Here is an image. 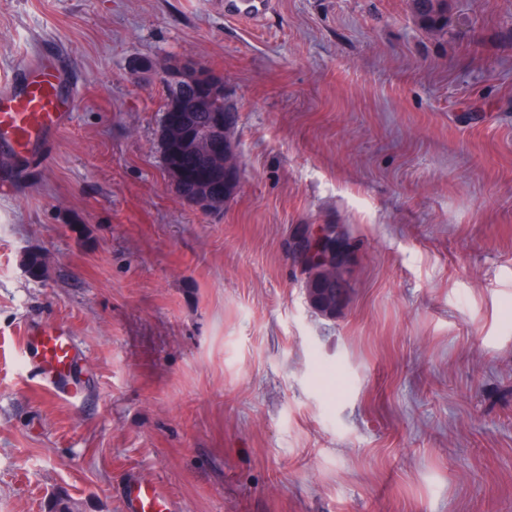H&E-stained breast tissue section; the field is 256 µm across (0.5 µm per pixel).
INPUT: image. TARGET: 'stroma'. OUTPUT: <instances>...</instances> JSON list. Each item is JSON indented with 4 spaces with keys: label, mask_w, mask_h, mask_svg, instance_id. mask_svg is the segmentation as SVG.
<instances>
[{
    "label": "stroma",
    "mask_w": 512,
    "mask_h": 512,
    "mask_svg": "<svg viewBox=\"0 0 512 512\" xmlns=\"http://www.w3.org/2000/svg\"><path fill=\"white\" fill-rule=\"evenodd\" d=\"M0 0V84L33 53L78 84L0 193V512H512V0ZM224 81L239 183L183 201L161 72ZM342 224L343 312L291 249ZM44 259L35 276L28 254ZM65 324L82 397L21 361ZM419 23L431 30L448 29V0H411ZM344 234L342 224H302L298 226L293 237L292 248L301 259L305 254L318 248L320 242L328 237L341 240ZM349 269H346L341 277L337 287L336 284L326 283L319 279L317 276L310 274L304 282V288L310 307L315 313L320 314L321 312L334 313V317L340 312L348 301V274ZM322 301H325L326 307L321 306ZM126 512H174L172 502L156 483L130 481L124 490Z\"/></svg>",
    "instance_id": "35a3bbf8"
}]
</instances>
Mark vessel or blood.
I'll return each mask as SVG.
<instances>
[{
  "mask_svg": "<svg viewBox=\"0 0 512 512\" xmlns=\"http://www.w3.org/2000/svg\"><path fill=\"white\" fill-rule=\"evenodd\" d=\"M76 103L62 59L21 66L13 80L0 87V157L47 156L55 134L67 125ZM24 362L41 375L56 396L73 401L82 388L74 378L79 351L68 329L55 322L35 323L26 330ZM126 512H173L172 502L155 483L130 481L124 490Z\"/></svg>",
  "mask_w": 512,
  "mask_h": 512,
  "instance_id": "obj_1",
  "label": "vessel or blood"
}]
</instances>
